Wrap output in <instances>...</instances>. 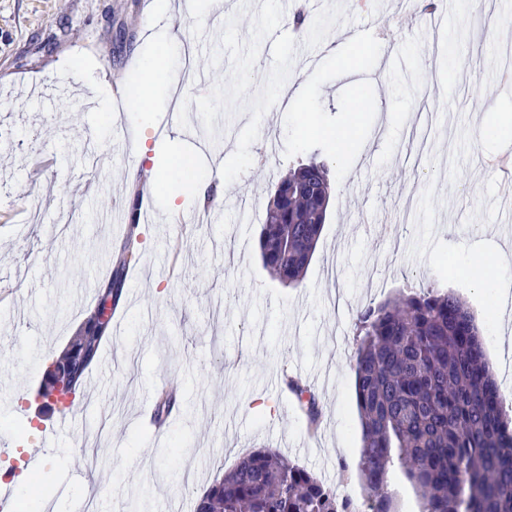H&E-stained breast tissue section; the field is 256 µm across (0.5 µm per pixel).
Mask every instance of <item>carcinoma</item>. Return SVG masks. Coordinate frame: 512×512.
Returning <instances> with one entry per match:
<instances>
[{
  "instance_id": "carcinoma-1",
  "label": "carcinoma",
  "mask_w": 512,
  "mask_h": 512,
  "mask_svg": "<svg viewBox=\"0 0 512 512\" xmlns=\"http://www.w3.org/2000/svg\"><path fill=\"white\" fill-rule=\"evenodd\" d=\"M321 150L280 179L271 192L259 235L265 268L282 284L298 285L314 255L330 195ZM131 222L116 251L100 302L56 357L75 365L64 379L77 394L110 337L129 266L140 258ZM355 396L362 427L358 471L367 512H394L386 491L398 466L412 482L422 512H512V420L505 394L486 359L480 328L451 292L423 288L359 311L355 321ZM310 425L321 410L309 386L291 381ZM179 406L177 392L157 393L153 415L164 421ZM195 512H354L314 473L269 447L241 457L199 497Z\"/></svg>"
}]
</instances>
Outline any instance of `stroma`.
Wrapping results in <instances>:
<instances>
[{"label": "stroma", "instance_id": "obj_1", "mask_svg": "<svg viewBox=\"0 0 512 512\" xmlns=\"http://www.w3.org/2000/svg\"><path fill=\"white\" fill-rule=\"evenodd\" d=\"M372 25L363 0H173L170 19L152 0H0V471L14 450L37 445L58 411L39 415L45 372L99 303L111 255L138 212L141 257L91 373V398L40 470L44 498L60 512H194L196 500L240 457L268 446L314 472L339 495L366 501L355 465L362 429L354 394L357 311L409 289L461 296L500 349L493 289L460 276L482 259L496 277L512 239L490 232L502 212L491 140L476 129L512 114V82L499 54L512 39V0H444L447 55L412 0H396ZM312 21L310 52L338 42L355 68L380 83L342 81L331 59L303 71L288 19ZM171 22L169 63L194 50L206 80L181 106L154 113L159 153L176 151L197 175L229 182L212 224H172L154 177L125 134L137 126L126 88L150 50L151 27ZM91 63L112 93L111 117L88 106ZM306 80L305 98L270 106V83ZM185 128L171 142L173 128ZM382 138H375L376 129ZM321 148L330 168L327 217L303 282L287 287L264 267L258 238L274 184ZM119 223L103 224L109 206ZM166 292L153 295L152 282ZM301 378L319 397L310 430L297 397ZM178 390L192 418L172 413L167 433L143 427L158 384ZM97 479L78 474L85 457Z\"/></svg>", "mask_w": 512, "mask_h": 512}]
</instances>
